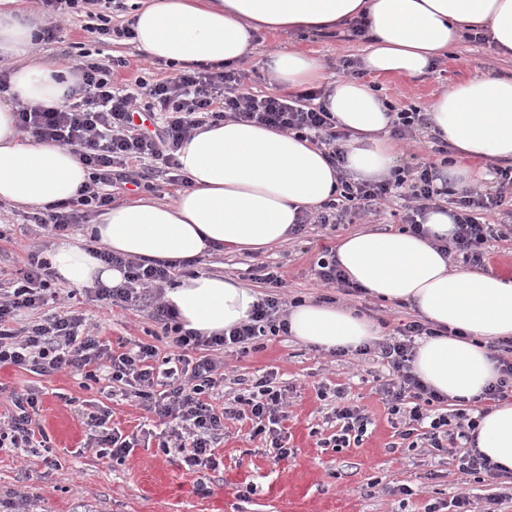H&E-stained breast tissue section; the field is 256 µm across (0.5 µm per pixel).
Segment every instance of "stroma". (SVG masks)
<instances>
[{
  "label": "stroma",
  "instance_id": "stroma-1",
  "mask_svg": "<svg viewBox=\"0 0 512 512\" xmlns=\"http://www.w3.org/2000/svg\"><path fill=\"white\" fill-rule=\"evenodd\" d=\"M82 24L79 18L60 21L55 40L35 42L34 53L65 63L74 43L82 42L88 49L98 48L103 55L127 60V67L118 68L113 77L118 91L127 88L131 71L137 69L149 79L172 75L168 65L146 62L132 42L96 45ZM272 48L312 51L330 75L341 72L343 63H351L352 77L372 82L393 105L423 112L441 91L488 67L512 70V58L498 56L490 42L464 40L424 75L375 78L362 67L366 41L349 33L261 35L252 54L237 66L252 94L276 92L262 70L264 55ZM400 207L397 200L386 203L380 213L355 218L333 231L309 224L301 235L266 253H217L201 260L198 269L235 279L263 295L268 291L266 284L249 279L248 269L279 266L284 282L279 290L282 300L333 299L335 304L357 309L380 323L386 337L397 323L415 319V312L364 294L348 296L318 287L314 267L323 249L335 247L347 233L399 230L395 212ZM27 216V211L13 207L0 216L11 226L0 240L2 269L23 268L34 248L50 249L56 239L48 230L29 231ZM56 311L61 315L73 312L88 323L100 324L102 338L111 345L139 340L156 346L159 354L168 351L148 307L107 309L81 294L57 306ZM224 361L235 377L234 382L225 383V392H237V379L252 380L265 372L276 373L278 382L290 387L292 405L282 423L285 444L294 450L288 460L255 452L249 441L251 421L234 420L226 423L224 437L215 449L222 460L219 468L192 472L176 453L161 450L162 427L157 418L135 399L114 392L108 380H87L63 372L39 377L0 366V415L8 410V391L37 388L41 392L38 419L47 438L46 448L23 458L13 449H0V500H6L10 491H25L38 496L42 512H455L456 498L465 495L477 512H483L486 499L498 494L502 500L495 504V512H512V490L464 475L457 459L430 448H409L401 439L377 391L379 379L388 374L380 358L370 357L359 371L347 358L315 350L288 335L266 337L258 349L225 356ZM321 385L343 391L350 402L370 413L372 424L358 445L342 450L325 447L337 425L328 419L333 399L317 395ZM101 406L111 408L113 426L139 438L123 460L99 458L95 450L84 446L89 430L77 413Z\"/></svg>",
  "mask_w": 512,
  "mask_h": 512
}]
</instances>
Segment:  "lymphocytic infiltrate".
I'll return each instance as SVG.
<instances>
[{"label": "lymphocytic infiltrate", "mask_w": 512, "mask_h": 512, "mask_svg": "<svg viewBox=\"0 0 512 512\" xmlns=\"http://www.w3.org/2000/svg\"><path fill=\"white\" fill-rule=\"evenodd\" d=\"M49 25L43 29L44 40H52L60 20L67 15L87 18V32L95 42L131 39V26H113V0H34ZM115 60H102L89 49H79L72 61L75 84L67 103L57 109H43L18 104L16 124L22 134L50 140L75 152L89 169L90 177L74 200L48 206L32 214L31 222L41 229L65 232L112 202L113 179L134 180L135 163L146 158L162 160L170 173H177L176 153L191 133L206 121L227 118L250 121L295 133L308 132L317 145L328 151L338 167L341 192L324 210L311 216V223L336 227L349 223L351 217L371 215L399 189H407V203L401 221L412 233H423L418 218L446 201L452 206L453 234L441 245L442 251L466 262L481 263L491 241L502 231L497 224L483 221L482 213L491 212L512 200V168H495V184L486 189L439 190L434 182V164L415 162L399 169L393 178L378 182H357L344 170V156L338 147L344 137L337 130L330 112L318 105V92L299 95L256 96L245 92V77L229 69L185 67L169 78L147 80L136 77L132 89L123 94L112 89ZM161 115L154 129L137 127L134 115L139 110ZM100 258L123 270L125 282L115 288H99L97 300L108 304L151 305L152 316L163 335L171 338L173 351L159 357L154 346L138 342L117 351L99 336L97 328L88 327L76 315L45 313L47 305L61 298H74L75 290H62L54 284L49 262L39 251H31L20 277L13 279L12 291L0 296V366L9 365L37 376L62 371L95 378L105 372L109 381L127 386L131 396L145 410L154 413L167 430L160 443L163 450H175L188 470L199 467L216 469L215 444L224 433L228 420H256L254 436L265 439V449L285 460L290 450L282 442L279 425L288 406L287 387L277 385L274 373L252 381L242 392L224 398L223 360L216 354L229 348L247 349L263 336L288 333V315L280 298L265 296L254 305L248 321L229 332L203 336L183 330L174 309L164 301L166 286L173 272L162 262L146 264L100 249ZM26 310L40 311L39 320L17 326L16 320ZM429 324L410 321L396 326L393 336L371 347L360 348V355L377 353L391 368L393 376L380 384L381 394L391 414L397 415L403 429L402 439L418 438L421 447L431 448L457 458L458 468L467 475H483L498 480L505 470L470 448L460 450L459 442L468 438L477 421L464 412L433 413L432 408L444 398L428 388L412 372L415 339L433 335ZM223 407H216V399ZM13 410L7 425H0V448L28 453L37 446L33 424L39 410L34 390L11 395ZM340 421L331 441L334 448L349 447L361 441L371 420L358 405L341 401L333 409ZM111 411L89 413L85 423L90 429L87 447L102 458L122 459L134 447L133 439L112 428ZM428 429L416 433L415 427Z\"/></svg>", "instance_id": "lymphocytic-infiltrate-1"}]
</instances>
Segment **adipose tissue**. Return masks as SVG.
Instances as JSON below:
<instances>
[{"label": "adipose tissue", "instance_id": "ef3b65f1", "mask_svg": "<svg viewBox=\"0 0 512 512\" xmlns=\"http://www.w3.org/2000/svg\"><path fill=\"white\" fill-rule=\"evenodd\" d=\"M21 0H0V56L12 59L17 100L58 107L73 80L65 65L32 55L41 25ZM136 45L148 59L179 65L237 63L257 36L323 34L365 19L368 71L417 77L463 35H487L512 57V0H139ZM264 67L277 87L325 88L324 104L347 132L345 168L357 181L392 175L400 151L384 132L395 117L380 93L356 78L327 79L320 58L293 49L269 52ZM430 128L453 155L442 169L452 186L472 184L468 160L512 163V75L491 70L453 84L428 108ZM325 147L254 123L206 122L178 151L188 187L164 202L144 191L117 201L88 224L82 240L63 242L47 258L59 284L112 288L121 270L97 256L102 246L127 257L176 266L212 253H261L288 242L291 230L341 191ZM88 171L66 147L21 138L12 103L0 102V201L44 208L73 200ZM426 236L359 230L341 237L336 260L350 283L375 299L405 303L436 333L419 341L416 376L454 404H471L495 381L489 342L512 338V273L449 270L438 239L452 235L447 209L427 210ZM185 329L209 336L248 319L254 290L206 272L185 274L165 291ZM291 336L326 352L355 351L379 336L353 308L306 301L291 308ZM477 450L512 472V401L482 412Z\"/></svg>", "mask_w": 512, "mask_h": 512}]
</instances>
